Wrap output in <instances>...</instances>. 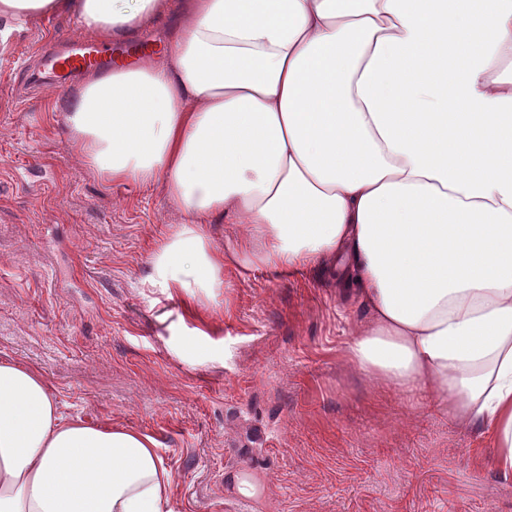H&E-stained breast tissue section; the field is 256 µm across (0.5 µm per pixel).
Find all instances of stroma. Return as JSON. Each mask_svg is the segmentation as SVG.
Masks as SVG:
<instances>
[{
    "label": "stroma",
    "mask_w": 512,
    "mask_h": 512,
    "mask_svg": "<svg viewBox=\"0 0 512 512\" xmlns=\"http://www.w3.org/2000/svg\"><path fill=\"white\" fill-rule=\"evenodd\" d=\"M79 32L0 23V358L40 368L66 417L153 438L172 512H512L492 435L348 364L365 313L326 276L225 264L197 321L153 283L187 214L100 180L46 110L66 90L43 57Z\"/></svg>",
    "instance_id": "stroma-1"
}]
</instances>
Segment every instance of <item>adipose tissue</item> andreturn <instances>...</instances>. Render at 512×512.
<instances>
[{
  "label": "adipose tissue",
  "mask_w": 512,
  "mask_h": 512,
  "mask_svg": "<svg viewBox=\"0 0 512 512\" xmlns=\"http://www.w3.org/2000/svg\"><path fill=\"white\" fill-rule=\"evenodd\" d=\"M168 0H0L109 40ZM63 123L104 182L163 183L188 214L153 278L195 289L310 268L362 307L349 362L426 387L492 433L512 473V0H180L162 52L83 73ZM242 224L230 252L211 224ZM155 441L63 415L38 367L0 358V512H170Z\"/></svg>",
  "instance_id": "obj_1"
}]
</instances>
